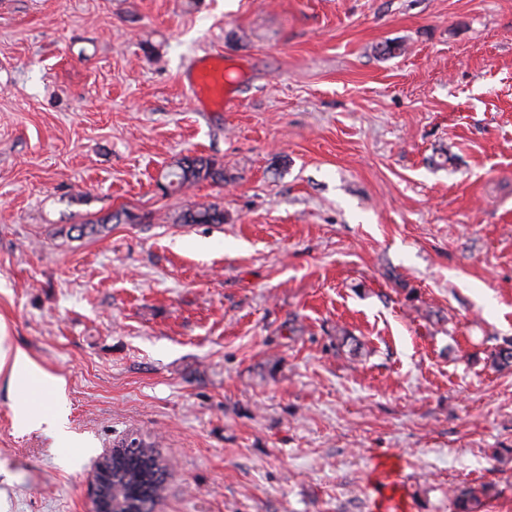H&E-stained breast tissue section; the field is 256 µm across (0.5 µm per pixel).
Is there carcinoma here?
Wrapping results in <instances>:
<instances>
[{"mask_svg": "<svg viewBox=\"0 0 512 512\" xmlns=\"http://www.w3.org/2000/svg\"><path fill=\"white\" fill-rule=\"evenodd\" d=\"M165 186L163 190L177 192L185 187L196 185L202 181H225L224 169L215 162L203 157L185 156L169 166L163 174ZM135 220L131 215L120 213L109 214L95 223L82 224L78 227L80 234H94L99 226L122 220ZM178 224H222L224 210L216 204H195L181 211L175 219ZM493 365L499 368L512 367V344L499 347L489 355ZM167 475V463L156 455L150 445H142L129 452L123 459L119 481L112 487V500L115 507L123 509L128 499H136L145 508H150L154 500L164 489ZM483 488L471 487L454 499L456 512H475L482 505Z\"/></svg>", "mask_w": 512, "mask_h": 512, "instance_id": "obj_1", "label": "carcinoma"}]
</instances>
